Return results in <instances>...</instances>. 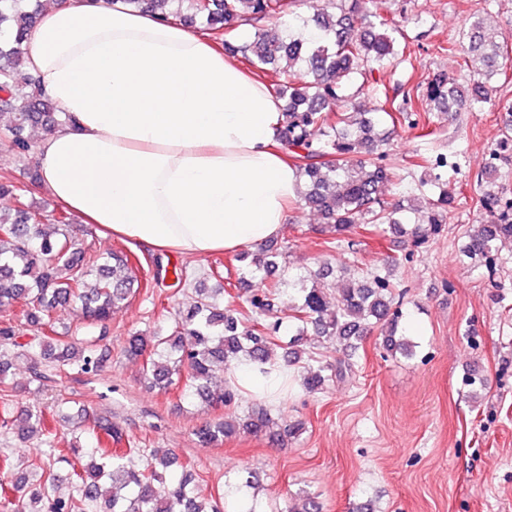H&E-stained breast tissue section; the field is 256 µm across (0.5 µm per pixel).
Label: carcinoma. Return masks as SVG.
Segmentation results:
<instances>
[{
	"label": "carcinoma",
	"mask_w": 512,
	"mask_h": 512,
	"mask_svg": "<svg viewBox=\"0 0 512 512\" xmlns=\"http://www.w3.org/2000/svg\"><path fill=\"white\" fill-rule=\"evenodd\" d=\"M133 9L162 17L173 15L190 26H202L223 35L224 52L239 56L253 68L275 74L283 120L277 140L294 160L303 184L298 203L317 212L336 238L327 247L355 251L350 238L356 226L366 224L390 236L393 242L414 250L439 235L448 215L457 209L456 197L445 189L436 174L419 181V205L408 209L385 201L383 188L400 180L398 168L388 162L383 146L386 131L382 116L392 125H405L429 140L435 134L432 109L457 108L474 112L491 101L494 77L503 73L509 59L499 32L488 27L481 15H473L458 41L448 43V52L461 51L479 57L484 68L469 78L467 85L435 74L422 94L402 91L401 104L388 111H369L355 104L362 96L378 93L374 73L398 70L407 62L394 33L397 27L361 0H326L313 6V14H298L301 0H122ZM43 12L42 0H0V111L12 114L6 150L18 155L32 148L26 130L41 127L53 132L60 113L40 81L26 71L22 44ZM283 27L271 37L266 23ZM249 25L244 36L240 27ZM512 161V128L501 130L492 161L476 175L478 202L489 220L467 235L461 254L474 264L493 272L498 243L512 239V199L503 192L501 165ZM18 187L8 176H0V306L19 303L24 324L37 330L51 329L55 313L75 307L84 317L107 323L112 314L129 301L138 278L125 252L114 250L98 262L91 248L76 242L69 232L70 216L58 211L47 219L41 208L16 204ZM236 260L244 274L266 280L279 274V284L288 285L289 313H274L272 289L252 294L248 312L233 306L235 296L224 288L195 289L194 303L180 311L165 334H133L124 352L143 358L142 374L166 394L182 385L183 395L203 401L211 396L215 366L225 371L243 359L258 364L272 360V346L283 327L294 331L283 346L282 361L301 368L299 382L308 393H319L327 384L352 370V359L363 342L379 333L387 354L412 357L416 343L405 338L401 326L402 302L393 278L400 259L394 257L382 268L359 272L342 268L336 304L329 305L325 279L333 269L295 272L283 263V253L266 247L261 254L243 250ZM23 329L11 319L0 322V348L22 349L29 359L32 377L41 382L43 368L51 363L73 366L89 374L104 362L96 349L97 339L81 336H37L18 341ZM334 338L345 346L347 358L322 362L307 348L308 333ZM80 436L107 437L116 444L123 432L112 421L92 409H82ZM45 413L36 409L15 410L12 400L0 399V425L18 430L26 438L44 426ZM273 416L258 406L240 418L226 416L202 425L197 436L204 444L237 434L266 436L279 443L299 430L293 424L280 433L273 430ZM48 453L28 474L17 473L9 458L0 459V512H224L221 500L199 496L196 478L187 472L179 478L168 474L177 463L175 455H145L140 468L122 459L133 448L121 452L110 448L91 449V461L73 471L76 494L60 497L53 493L61 475L57 464L69 458L55 454L51 432L44 433ZM227 497L241 512H262V500L248 476L228 486Z\"/></svg>",
	"instance_id": "cac0c4a2"
}]
</instances>
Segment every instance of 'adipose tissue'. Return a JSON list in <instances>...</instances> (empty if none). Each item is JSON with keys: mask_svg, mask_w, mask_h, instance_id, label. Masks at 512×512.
<instances>
[{"mask_svg": "<svg viewBox=\"0 0 512 512\" xmlns=\"http://www.w3.org/2000/svg\"><path fill=\"white\" fill-rule=\"evenodd\" d=\"M24 51L74 119L40 141V183L85 223L188 256L280 234L302 184L274 148L282 103L206 35L120 0H56ZM292 377L244 360L232 381L271 400Z\"/></svg>", "mask_w": 512, "mask_h": 512, "instance_id": "ef3b65f1", "label": "adipose tissue"}]
</instances>
